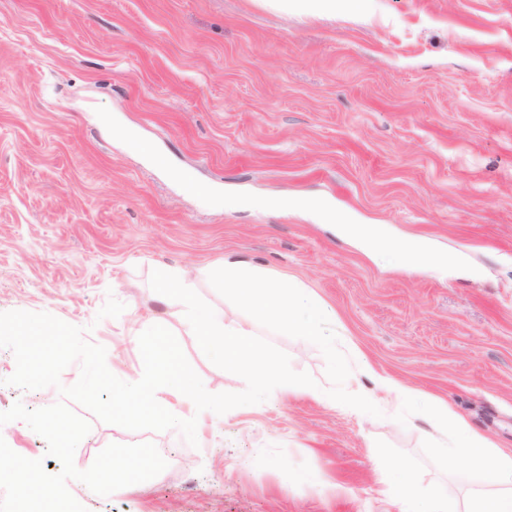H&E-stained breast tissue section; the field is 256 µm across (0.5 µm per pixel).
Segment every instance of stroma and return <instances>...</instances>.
<instances>
[{
    "label": "stroma",
    "instance_id": "stroma-1",
    "mask_svg": "<svg viewBox=\"0 0 512 512\" xmlns=\"http://www.w3.org/2000/svg\"><path fill=\"white\" fill-rule=\"evenodd\" d=\"M299 198L458 263L410 265L314 211L271 207ZM227 256L323 303L350 357L347 391L391 378L511 453L512 0H364L333 19L265 0H0V312L84 328L120 378L142 367L152 316L209 392H239L183 306L150 286L159 267L183 270L236 322L200 274ZM111 296L123 313L98 319ZM255 333L315 387L219 424L175 404L198 419L194 446L81 410L78 469L112 443H154L168 463L105 497L69 481L87 512H397L384 490L403 469L450 512L488 489V464L436 454L453 431L417 409L375 418L340 404L317 346ZM14 370L0 348V412L59 401L53 387L5 385ZM0 438L60 472L24 422Z\"/></svg>",
    "mask_w": 512,
    "mask_h": 512
}]
</instances>
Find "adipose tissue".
I'll use <instances>...</instances> for the list:
<instances>
[{
  "instance_id": "ef3b65f1",
  "label": "adipose tissue",
  "mask_w": 512,
  "mask_h": 512,
  "mask_svg": "<svg viewBox=\"0 0 512 512\" xmlns=\"http://www.w3.org/2000/svg\"><path fill=\"white\" fill-rule=\"evenodd\" d=\"M343 233H356L363 237L372 251L388 254L407 263L414 264H452V256L430 252L423 243L415 240L391 238L376 229L361 224L340 221ZM381 391L388 393L395 403H409L427 411L440 426H454L457 435L454 448L446 449V456L462 451L469 461L480 463L493 459L495 477L491 493L477 497L468 512H512V454L497 450L489 440L473 429L463 418L454 414L447 402L426 399L418 392L398 384L386 377H376ZM413 477L405 470L397 472L391 478L387 494L399 512H447L444 501L438 497H420L413 491Z\"/></svg>"
}]
</instances>
